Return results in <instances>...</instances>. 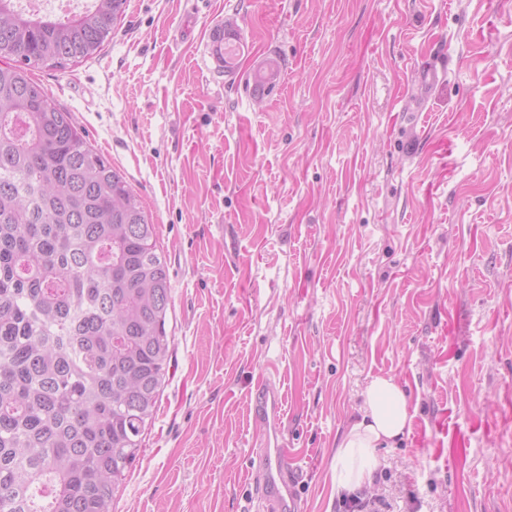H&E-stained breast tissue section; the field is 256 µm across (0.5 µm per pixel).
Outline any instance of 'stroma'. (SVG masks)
Returning <instances> with one entry per match:
<instances>
[{
  "label": "stroma",
  "instance_id": "35a3bbf8",
  "mask_svg": "<svg viewBox=\"0 0 512 512\" xmlns=\"http://www.w3.org/2000/svg\"><path fill=\"white\" fill-rule=\"evenodd\" d=\"M228 18L231 74L208 39ZM434 47L448 77L406 111ZM26 73L126 177L169 271V369L113 512H251L268 365L304 512H350L330 467L377 375L412 432L359 497L512 512V0H128L93 56ZM282 63L278 59L267 60L261 69H258L253 75V82L256 86L264 87L267 92H271L278 81Z\"/></svg>",
  "mask_w": 512,
  "mask_h": 512
}]
</instances>
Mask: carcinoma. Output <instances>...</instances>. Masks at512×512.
Wrapping results in <instances>:
<instances>
[{
	"instance_id": "carcinoma-1",
	"label": "carcinoma",
	"mask_w": 512,
	"mask_h": 512,
	"mask_svg": "<svg viewBox=\"0 0 512 512\" xmlns=\"http://www.w3.org/2000/svg\"><path fill=\"white\" fill-rule=\"evenodd\" d=\"M126 2L59 20L0 0V512H112L169 367L156 224L24 72L93 55Z\"/></svg>"
}]
</instances>
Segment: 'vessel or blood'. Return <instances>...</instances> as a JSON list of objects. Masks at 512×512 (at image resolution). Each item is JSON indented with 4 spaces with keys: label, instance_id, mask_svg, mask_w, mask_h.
<instances>
[{
    "label": "vessel or blood",
    "instance_id": "1",
    "mask_svg": "<svg viewBox=\"0 0 512 512\" xmlns=\"http://www.w3.org/2000/svg\"><path fill=\"white\" fill-rule=\"evenodd\" d=\"M447 75L446 58L440 56L429 62L415 94L417 105H424L430 90L446 80ZM255 392L253 419L262 429L264 438L255 453L253 481L263 490L266 512H301L292 458L285 450L282 400L270 370H262L258 375Z\"/></svg>",
    "mask_w": 512,
    "mask_h": 512
}]
</instances>
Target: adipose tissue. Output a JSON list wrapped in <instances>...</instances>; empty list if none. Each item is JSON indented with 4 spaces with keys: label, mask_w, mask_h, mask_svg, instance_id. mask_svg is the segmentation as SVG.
Segmentation results:
<instances>
[{
    "label": "adipose tissue",
    "mask_w": 512,
    "mask_h": 512,
    "mask_svg": "<svg viewBox=\"0 0 512 512\" xmlns=\"http://www.w3.org/2000/svg\"><path fill=\"white\" fill-rule=\"evenodd\" d=\"M411 428L404 390L393 377H373L362 393L357 417L336 447L331 467L333 494L349 495L372 483L381 465L378 449L394 447L410 435Z\"/></svg>",
    "instance_id": "ef3b65f1"
}]
</instances>
